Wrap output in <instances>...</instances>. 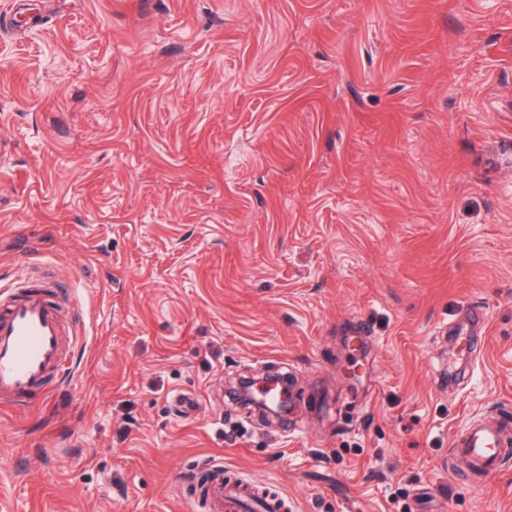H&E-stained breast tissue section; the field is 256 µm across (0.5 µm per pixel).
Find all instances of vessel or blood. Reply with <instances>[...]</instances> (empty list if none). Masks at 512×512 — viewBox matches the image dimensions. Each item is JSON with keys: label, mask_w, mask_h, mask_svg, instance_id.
I'll return each mask as SVG.
<instances>
[{"label": "vessel or blood", "mask_w": 512, "mask_h": 512, "mask_svg": "<svg viewBox=\"0 0 512 512\" xmlns=\"http://www.w3.org/2000/svg\"><path fill=\"white\" fill-rule=\"evenodd\" d=\"M16 288L0 290V404L30 406L52 380L65 376L61 296L53 282L20 277ZM512 439V415L492 411L471 421L455 437L452 452L474 473L501 468ZM251 485L211 476L206 500L211 512H241Z\"/></svg>", "instance_id": "b4317fda"}]
</instances>
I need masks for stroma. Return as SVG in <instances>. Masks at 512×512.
Returning <instances> with one entry per match:
<instances>
[{
  "instance_id": "obj_1",
  "label": "stroma",
  "mask_w": 512,
  "mask_h": 512,
  "mask_svg": "<svg viewBox=\"0 0 512 512\" xmlns=\"http://www.w3.org/2000/svg\"><path fill=\"white\" fill-rule=\"evenodd\" d=\"M26 266L71 372L0 406V512H209L215 467L287 512H512L451 452L512 412V0H0ZM264 373L285 420L228 394Z\"/></svg>"
}]
</instances>
